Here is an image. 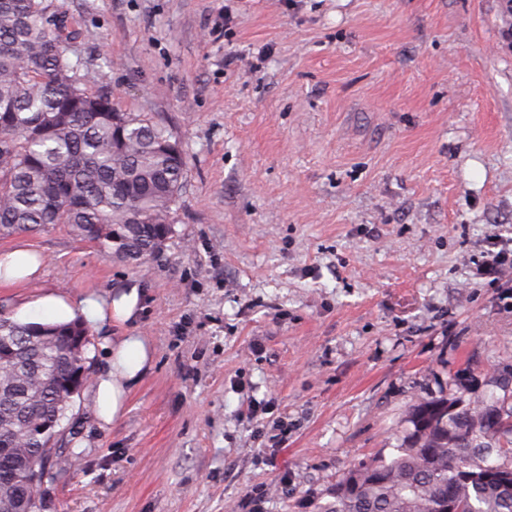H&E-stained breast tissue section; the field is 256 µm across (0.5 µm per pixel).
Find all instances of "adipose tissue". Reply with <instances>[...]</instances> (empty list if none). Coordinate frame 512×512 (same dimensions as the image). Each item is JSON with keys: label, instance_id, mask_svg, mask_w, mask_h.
I'll list each match as a JSON object with an SVG mask.
<instances>
[{"label": "adipose tissue", "instance_id": "adipose-tissue-1", "mask_svg": "<svg viewBox=\"0 0 512 512\" xmlns=\"http://www.w3.org/2000/svg\"><path fill=\"white\" fill-rule=\"evenodd\" d=\"M41 277L42 261L35 250L18 246L0 252V286L23 288ZM140 296L138 286L133 284L108 299L84 294L70 301L49 292L39 296L34 306L64 322L95 325L117 320L126 323L137 319L141 310ZM102 347L108 362L106 369L97 376L96 402L100 420L108 425L124 414L129 387L149 370L153 350L139 336L107 337Z\"/></svg>", "mask_w": 512, "mask_h": 512}]
</instances>
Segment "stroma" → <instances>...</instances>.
I'll list each match as a JSON object with an SVG mask.
<instances>
[{
  "mask_svg": "<svg viewBox=\"0 0 512 512\" xmlns=\"http://www.w3.org/2000/svg\"><path fill=\"white\" fill-rule=\"evenodd\" d=\"M65 4L89 88L169 125L187 181L137 269L65 224L0 237L44 263L1 311L135 280L139 317L91 329L90 372L106 336L154 351L111 425L94 385L76 396L44 512H312L411 405L512 379V267L476 275L490 240L512 249L503 0Z\"/></svg>",
  "mask_w": 512,
  "mask_h": 512,
  "instance_id": "35a3bbf8",
  "label": "stroma"
}]
</instances>
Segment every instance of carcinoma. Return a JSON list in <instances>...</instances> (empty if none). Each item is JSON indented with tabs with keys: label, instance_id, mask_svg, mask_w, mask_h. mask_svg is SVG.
<instances>
[{
	"label": "carcinoma",
	"instance_id": "obj_1",
	"mask_svg": "<svg viewBox=\"0 0 512 512\" xmlns=\"http://www.w3.org/2000/svg\"><path fill=\"white\" fill-rule=\"evenodd\" d=\"M58 0H0V236L68 224L139 267L175 234L186 182L173 130L121 112L67 56ZM88 328L0 313V512H26L21 478L58 468L66 375L90 369ZM400 446L349 469L314 512H512V401L453 390L411 406Z\"/></svg>",
	"mask_w": 512,
	"mask_h": 512
}]
</instances>
